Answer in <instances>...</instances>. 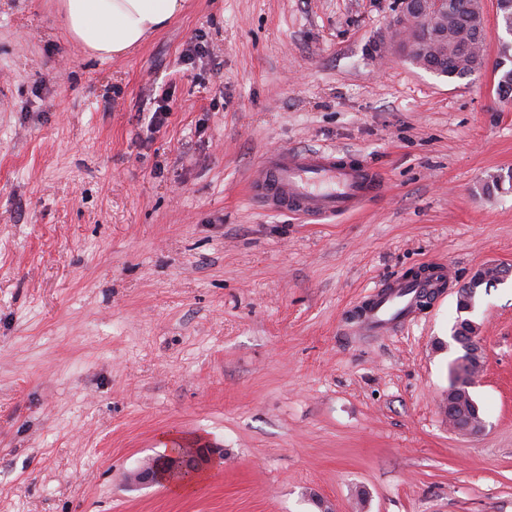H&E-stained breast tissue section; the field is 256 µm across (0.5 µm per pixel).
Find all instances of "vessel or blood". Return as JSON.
I'll return each instance as SVG.
<instances>
[{
    "label": "vessel or blood",
    "instance_id": "obj_1",
    "mask_svg": "<svg viewBox=\"0 0 512 512\" xmlns=\"http://www.w3.org/2000/svg\"><path fill=\"white\" fill-rule=\"evenodd\" d=\"M379 174L359 159L339 158L322 150L282 149L264 155L249 186V198L258 208L288 213L306 221L324 223L363 205L380 194ZM432 278H398L376 292L358 323L369 335L382 336L416 312L422 295L438 288L451 274L447 266L432 267Z\"/></svg>",
    "mask_w": 512,
    "mask_h": 512
}]
</instances>
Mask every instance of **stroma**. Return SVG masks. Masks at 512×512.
Returning <instances> with one entry per match:
<instances>
[{
  "mask_svg": "<svg viewBox=\"0 0 512 512\" xmlns=\"http://www.w3.org/2000/svg\"><path fill=\"white\" fill-rule=\"evenodd\" d=\"M126 55L57 0H0V512H512V98L485 59L379 54L397 0H187ZM209 51L181 63L198 37ZM170 114L150 125L157 107ZM351 152L385 193L328 224L253 207L265 152ZM426 262L445 296L383 336L353 318ZM478 289L485 422L441 409ZM224 459L187 491L129 475ZM455 404L456 401L453 399L452 396L448 394V399L446 398V401L443 403V410L446 414H448V423L452 427V429H454L456 432L460 434L467 435H475L481 432L484 428L482 418L474 417L466 422H458V420H456V418H454L453 415V407ZM224 451L220 448H196L190 454L166 455L152 459L133 473V480L138 486L171 483L166 472L170 459H178L176 465L182 471H188L191 476L204 470L218 460L223 459Z\"/></svg>",
  "mask_w": 512,
  "mask_h": 512,
  "instance_id": "obj_1",
  "label": "stroma"
}]
</instances>
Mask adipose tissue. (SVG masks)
Segmentation results:
<instances>
[{"label":"adipose tissue","instance_id":"obj_1","mask_svg":"<svg viewBox=\"0 0 512 512\" xmlns=\"http://www.w3.org/2000/svg\"><path fill=\"white\" fill-rule=\"evenodd\" d=\"M186 0H58L71 40L85 52L110 59L141 44L179 16Z\"/></svg>","mask_w":512,"mask_h":512}]
</instances>
